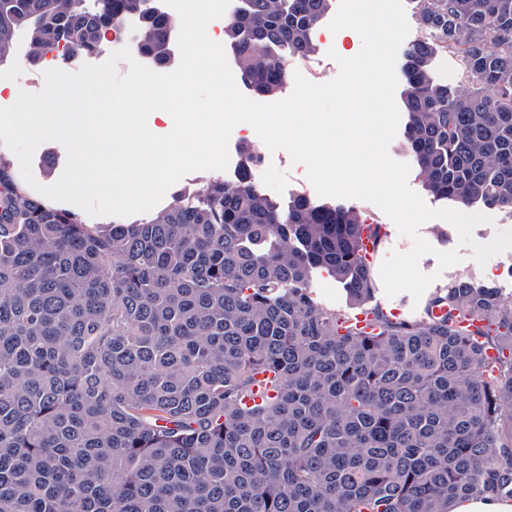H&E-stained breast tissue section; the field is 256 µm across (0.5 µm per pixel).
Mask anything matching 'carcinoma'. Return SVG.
<instances>
[{"label":"carcinoma","instance_id":"cac0c4a2","mask_svg":"<svg viewBox=\"0 0 512 512\" xmlns=\"http://www.w3.org/2000/svg\"><path fill=\"white\" fill-rule=\"evenodd\" d=\"M146 0H0V61L94 53ZM405 150L434 199L512 214V0H410ZM329 0H243L224 25L246 83L285 84ZM440 52L461 57L438 82ZM241 147L159 214L85 224L0 153V512H448L512 498V294L460 278L412 321L375 304L354 207L260 187ZM327 273L346 306L321 305ZM461 58L453 53H439L433 60L434 76L441 82L455 85L461 70ZM448 512H512V499L496 497L455 499L448 502Z\"/></svg>","mask_w":512,"mask_h":512}]
</instances>
